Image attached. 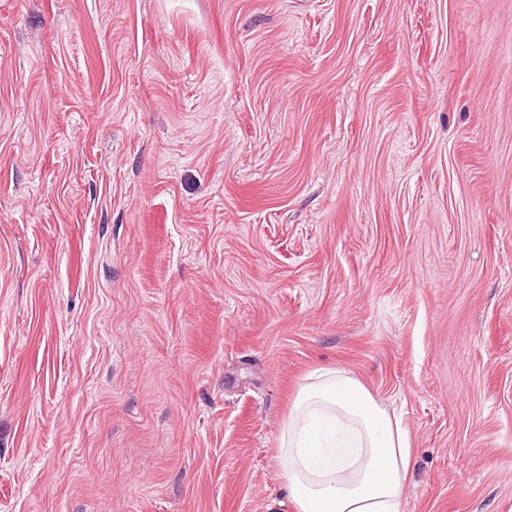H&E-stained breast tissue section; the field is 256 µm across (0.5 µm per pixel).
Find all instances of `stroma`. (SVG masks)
<instances>
[{
    "instance_id": "35a3bbf8",
    "label": "stroma",
    "mask_w": 512,
    "mask_h": 512,
    "mask_svg": "<svg viewBox=\"0 0 512 512\" xmlns=\"http://www.w3.org/2000/svg\"><path fill=\"white\" fill-rule=\"evenodd\" d=\"M326 367L512 512V0H0V512H294Z\"/></svg>"
}]
</instances>
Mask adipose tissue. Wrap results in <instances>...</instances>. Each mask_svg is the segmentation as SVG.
Wrapping results in <instances>:
<instances>
[{
  "instance_id": "adipose-tissue-1",
  "label": "adipose tissue",
  "mask_w": 512,
  "mask_h": 512,
  "mask_svg": "<svg viewBox=\"0 0 512 512\" xmlns=\"http://www.w3.org/2000/svg\"><path fill=\"white\" fill-rule=\"evenodd\" d=\"M282 447L295 512H402L412 467L407 431L347 372L310 374L283 425Z\"/></svg>"
}]
</instances>
